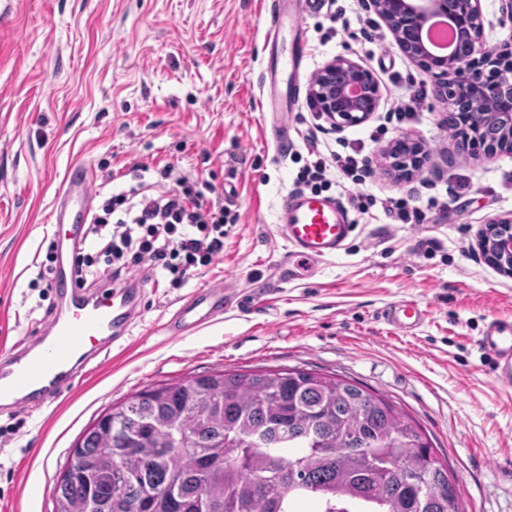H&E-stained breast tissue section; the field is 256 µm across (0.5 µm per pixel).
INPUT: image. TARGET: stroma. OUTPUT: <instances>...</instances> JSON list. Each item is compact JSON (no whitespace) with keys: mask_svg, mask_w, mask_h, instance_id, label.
<instances>
[{"mask_svg":"<svg viewBox=\"0 0 512 512\" xmlns=\"http://www.w3.org/2000/svg\"><path fill=\"white\" fill-rule=\"evenodd\" d=\"M267 4L0 0V356L47 320L50 300L35 278L74 163L91 165L108 194L134 185L133 163L150 166L151 182L156 168L174 165L194 189L223 194L230 216L223 254L183 287L144 280L129 348H108L53 404L0 415V512H52L73 444L112 404L195 374L280 367L337 374L387 397L430 435L463 512H512V389L495 383L478 345L493 316H512V275L479 247L491 220L512 215V153L489 160L458 150L442 104L420 87L425 72L364 0H326L299 29L308 73L339 55L372 69L378 112L331 130L301 91L292 143L279 152L258 109ZM410 96L414 119H389ZM381 124L385 134L370 141ZM313 136L335 151L363 142L364 189L377 204L355 214L345 251L313 277L291 279L275 224ZM403 136L428 155L408 180L389 159ZM388 197L410 199L425 223H395L380 206ZM220 282L263 299L189 336L165 330L179 300ZM401 300L425 313L411 336L382 317Z\"/></svg>","mask_w":512,"mask_h":512,"instance_id":"obj_1","label":"stroma"}]
</instances>
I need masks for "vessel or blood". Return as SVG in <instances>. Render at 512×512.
Listing matches in <instances>:
<instances>
[{"instance_id":"obj_1","label":"vessel or blood","mask_w":512,"mask_h":512,"mask_svg":"<svg viewBox=\"0 0 512 512\" xmlns=\"http://www.w3.org/2000/svg\"><path fill=\"white\" fill-rule=\"evenodd\" d=\"M321 0H270L265 44L268 64L262 81L259 110L275 133L280 149L288 147V122L299 99L304 70L301 18L316 12ZM92 169L73 164L53 206V236L57 261L51 286L57 306L45 328L28 345L0 363V403L43 405L67 392L79 369L96 360L108 345L125 342L141 317L142 289L101 288L86 293L77 282L73 262L84 248L81 227L91 210ZM356 229L346 204L337 198L293 192L279 208L277 233L285 241L288 272L313 275L316 263L345 250ZM234 289L212 283L176 306L167 329L182 334L200 329L223 316L236 302ZM385 321L411 332L424 314L412 301L389 305ZM479 346L492 355L496 384L512 389V317L492 318Z\"/></svg>"}]
</instances>
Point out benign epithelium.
<instances>
[{
	"label": "benign epithelium",
	"instance_id": "1",
	"mask_svg": "<svg viewBox=\"0 0 512 512\" xmlns=\"http://www.w3.org/2000/svg\"><path fill=\"white\" fill-rule=\"evenodd\" d=\"M389 27L405 56L433 80V96L446 104L449 120L473 116L488 100L500 103L488 125L467 128L459 136L462 150L493 156L512 152V40H493L480 0H365ZM441 15L460 30L463 50L446 57L434 54L425 44L430 17ZM310 97L331 124L341 129L367 121L378 111L380 86L372 71L340 55L329 61L311 80ZM391 155L410 176L422 162L421 147L405 138L397 140ZM486 258L505 272L512 271V232L492 239L482 236Z\"/></svg>",
	"mask_w": 512,
	"mask_h": 512
}]
</instances>
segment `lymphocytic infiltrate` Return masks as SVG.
I'll list each match as a JSON object with an SVG mask.
<instances>
[{"instance_id": "lymphocytic-infiltrate-1", "label": "lymphocytic infiltrate", "mask_w": 512, "mask_h": 512, "mask_svg": "<svg viewBox=\"0 0 512 512\" xmlns=\"http://www.w3.org/2000/svg\"><path fill=\"white\" fill-rule=\"evenodd\" d=\"M311 160L298 180L312 191L325 185L328 161H335L341 175L352 182L363 178L364 159L359 154L334 153L325 157L318 146L309 149ZM161 184L138 183L106 198L90 217L86 233L93 252L81 253L75 273L80 285L99 280L100 268L113 279L132 269L168 280L181 287L193 272L212 264L224 251V202L196 191L173 166L159 172Z\"/></svg>"}]
</instances>
